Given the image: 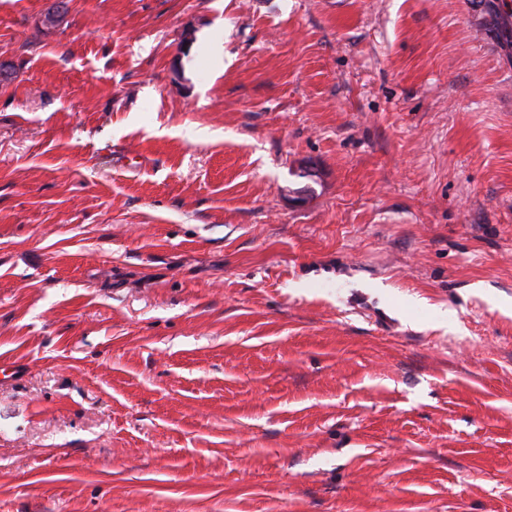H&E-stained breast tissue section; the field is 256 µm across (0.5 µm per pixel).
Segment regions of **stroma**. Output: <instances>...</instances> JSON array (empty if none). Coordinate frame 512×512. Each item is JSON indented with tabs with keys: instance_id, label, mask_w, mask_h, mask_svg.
<instances>
[{
	"instance_id": "stroma-1",
	"label": "stroma",
	"mask_w": 512,
	"mask_h": 512,
	"mask_svg": "<svg viewBox=\"0 0 512 512\" xmlns=\"http://www.w3.org/2000/svg\"><path fill=\"white\" fill-rule=\"evenodd\" d=\"M493 11L0 0V512H512Z\"/></svg>"
}]
</instances>
